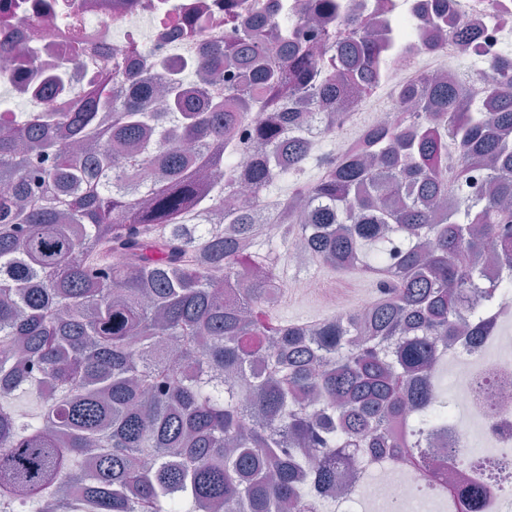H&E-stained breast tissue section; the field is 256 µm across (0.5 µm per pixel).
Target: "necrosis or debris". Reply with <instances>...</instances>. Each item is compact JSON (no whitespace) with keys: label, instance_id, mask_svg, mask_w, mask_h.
I'll return each instance as SVG.
<instances>
[{"label":"necrosis or debris","instance_id":"4bbe7bcc","mask_svg":"<svg viewBox=\"0 0 512 512\" xmlns=\"http://www.w3.org/2000/svg\"><path fill=\"white\" fill-rule=\"evenodd\" d=\"M160 1L138 0L136 9L106 20L101 0H76L90 39L119 54L134 43L143 51L162 47L175 58L197 56L227 31V16L216 8L215 0H164L178 13L203 11L210 20L200 34L161 37L156 17ZM18 2L22 11L8 16L7 21L21 24L28 49L11 63L0 62V86L8 92L15 90L20 69L30 67L35 59H57L63 48L55 35L58 22L28 9L29 0ZM348 2L379 34L396 32L405 22L420 30L403 55L394 58L389 82H371L352 98L350 109L355 112L382 88H390L389 100L377 108L372 123L394 126L412 106L411 101L398 97V86L416 82L425 74H448L449 60L459 57L460 52L454 39L437 44L424 29L421 7L427 0ZM447 4L455 22L479 27L480 51L471 57L475 65L485 66L500 55L503 35L512 29V0H447ZM448 356L455 362L457 386L447 394L455 413L449 417L448 431L442 438L444 447L452 451L443 470L435 475L423 472L386 450L354 455L339 467L349 492L336 499L332 512H460L448 499L439 497V488L454 485L466 489L477 483L482 472L496 467L512 469V347L493 330L473 341L465 336L457 338Z\"/></svg>","mask_w":512,"mask_h":512}]
</instances>
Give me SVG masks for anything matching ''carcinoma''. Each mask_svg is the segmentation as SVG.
I'll return each mask as SVG.
<instances>
[{
  "instance_id": "obj_1",
  "label": "carcinoma",
  "mask_w": 512,
  "mask_h": 512,
  "mask_svg": "<svg viewBox=\"0 0 512 512\" xmlns=\"http://www.w3.org/2000/svg\"><path fill=\"white\" fill-rule=\"evenodd\" d=\"M308 11L336 27L310 42L307 18L276 5L198 57L102 58L74 35L20 72L19 96L60 106L0 112V506L315 512L304 486L330 494L339 476L314 456L384 446L424 471L444 460L421 425L449 414L434 397L448 340L489 328L487 308L512 291V56L475 78L422 76L403 123L356 154L317 155L306 130L345 123L363 85L352 60L382 78L403 42L373 39L341 0ZM426 24L477 44L438 5ZM21 51L0 27V60ZM474 80L478 101L462 94ZM312 161L318 181L294 183L265 223L250 205L221 210ZM482 166L491 193L465 196ZM275 234L335 271L383 267L369 318L270 322L282 277L260 245ZM490 260L505 275L486 279ZM452 492L481 512L480 487Z\"/></svg>"
}]
</instances>
